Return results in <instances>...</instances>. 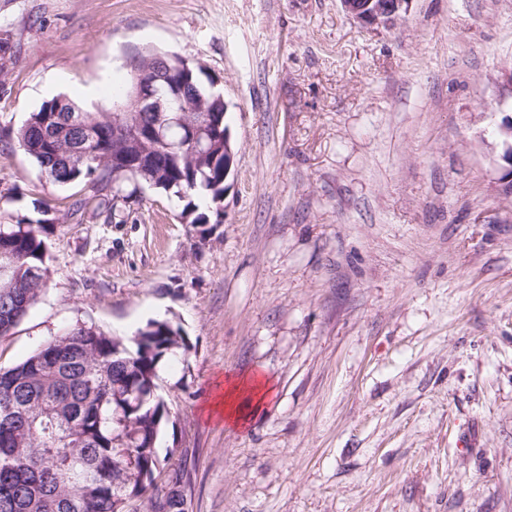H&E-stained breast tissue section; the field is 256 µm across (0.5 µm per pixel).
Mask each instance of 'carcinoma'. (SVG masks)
Here are the masks:
<instances>
[{
  "label": "carcinoma",
  "instance_id": "carcinoma-1",
  "mask_svg": "<svg viewBox=\"0 0 512 512\" xmlns=\"http://www.w3.org/2000/svg\"><path fill=\"white\" fill-rule=\"evenodd\" d=\"M194 63L179 73L185 92L201 93L209 107L208 153L183 147L178 127L165 131L161 150L140 158L142 182L155 181L177 198L182 215L207 224V210L224 201V128L227 109L216 89L204 85ZM164 112L138 113L139 132L153 133ZM18 147L58 186L84 181L92 198H79L69 216L80 218L91 200L112 213V160L131 149L112 134V113L87 112L56 95L28 114L15 132ZM49 228L0 226V336L28 314L47 286ZM130 349L93 326L78 324L40 344L25 360L0 370V512H188L183 495L168 491L183 483L177 449L160 453L168 423L156 392L157 368L185 349L181 330L151 320Z\"/></svg>",
  "mask_w": 512,
  "mask_h": 512
}]
</instances>
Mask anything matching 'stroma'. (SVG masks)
<instances>
[{"label":"stroma","mask_w":512,"mask_h":512,"mask_svg":"<svg viewBox=\"0 0 512 512\" xmlns=\"http://www.w3.org/2000/svg\"><path fill=\"white\" fill-rule=\"evenodd\" d=\"M0 127L63 94L106 107L135 54L201 62L235 174L204 241L143 188L70 219L0 136V225L55 206L51 271L0 368L85 323L182 330L158 368L162 447L187 446L189 512H512V197L489 113L512 115V0H411L367 28L340 0H0ZM258 377L245 423L213 404Z\"/></svg>","instance_id":"35a3bbf8"}]
</instances>
